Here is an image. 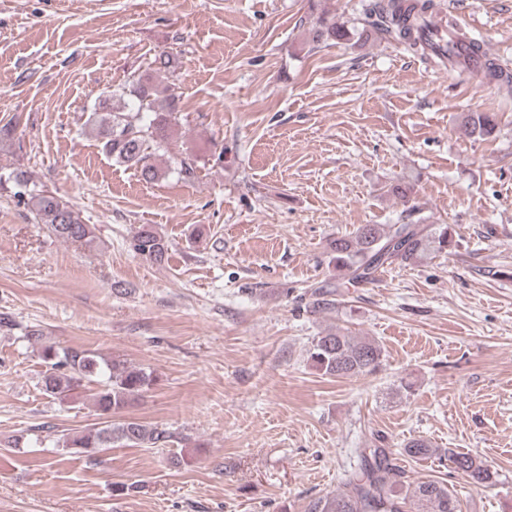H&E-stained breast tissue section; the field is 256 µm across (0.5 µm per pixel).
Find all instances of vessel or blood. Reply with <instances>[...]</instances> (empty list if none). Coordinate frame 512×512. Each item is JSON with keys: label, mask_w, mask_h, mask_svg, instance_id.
Wrapping results in <instances>:
<instances>
[{"label": "vessel or blood", "mask_w": 512, "mask_h": 512, "mask_svg": "<svg viewBox=\"0 0 512 512\" xmlns=\"http://www.w3.org/2000/svg\"><path fill=\"white\" fill-rule=\"evenodd\" d=\"M417 35L426 43L429 55L438 58L442 66L451 71H466L475 79L482 78L495 60L488 48H472L466 26L455 18L423 19Z\"/></svg>", "instance_id": "obj_1"}]
</instances>
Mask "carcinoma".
<instances>
[{"instance_id":"1","label":"carcinoma","mask_w":512,"mask_h":512,"mask_svg":"<svg viewBox=\"0 0 512 512\" xmlns=\"http://www.w3.org/2000/svg\"><path fill=\"white\" fill-rule=\"evenodd\" d=\"M387 0L374 4L379 13L377 29L393 35L414 50H423L411 40L410 19L416 9L435 7L434 0ZM306 43L311 48L330 41H348L353 32L335 19L321 13L307 21ZM178 68V59L163 52L148 68L119 92L91 112L86 125L92 129L102 150L117 163L132 167L140 180L156 182L171 172L157 163L180 127V101L168 84ZM123 104L113 106L112 100ZM466 131L478 138H488L496 130L495 117L487 112H466L462 116ZM178 175L192 178L196 159L186 155L174 160ZM21 186L18 202L23 204L36 224L46 226L51 235L66 243L91 245L95 235L92 225L61 197L39 189H29L20 174L13 175ZM457 246L456 230L450 224H361L328 245V266L336 276L354 282H368L386 266L407 265L432 253L450 251ZM131 250L155 263L168 257L169 243L152 226L144 224L130 240ZM47 364L42 390L45 395L68 399L91 384L93 404L105 425L80 436L66 437V448H110L119 443L145 448H165L176 441L166 428L150 426L135 418L121 416L122 411L143 397L155 384L156 376L126 362L100 358L79 348L59 349L42 346ZM381 347L374 341L353 336L341 329L314 337L308 350L310 365L325 376L357 378L376 372L382 365ZM360 465L345 474L336 492L309 501L305 512H461L454 491L434 479L408 480L395 463L390 448L357 449ZM402 454L416 459L445 455L453 468L466 473L473 484L487 487L497 482L498 474L479 457L453 448L440 450L422 439L407 442Z\"/></svg>"}]
</instances>
